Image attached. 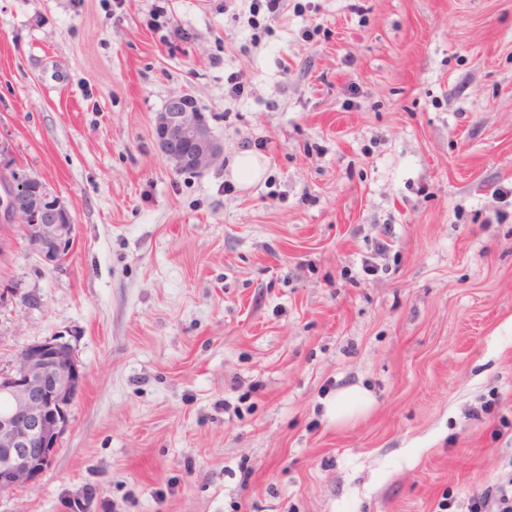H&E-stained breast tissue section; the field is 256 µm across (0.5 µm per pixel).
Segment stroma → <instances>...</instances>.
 Masks as SVG:
<instances>
[{
    "instance_id": "stroma-1",
    "label": "stroma",
    "mask_w": 512,
    "mask_h": 512,
    "mask_svg": "<svg viewBox=\"0 0 512 512\" xmlns=\"http://www.w3.org/2000/svg\"><path fill=\"white\" fill-rule=\"evenodd\" d=\"M250 4L0 0L5 160L75 218L62 262L0 254V370L56 336L86 373L0 512H469L512 480V0ZM183 92L202 172L152 133ZM158 149L176 169L201 172L224 155V143L189 93L173 96L152 120ZM266 171V162L247 150L241 151L232 165V177L244 184L259 181ZM369 403V396L358 386H350L336 394V418L352 415Z\"/></svg>"
}]
</instances>
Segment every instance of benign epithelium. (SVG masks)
<instances>
[{"label": "benign epithelium", "mask_w": 512, "mask_h": 512, "mask_svg": "<svg viewBox=\"0 0 512 512\" xmlns=\"http://www.w3.org/2000/svg\"><path fill=\"white\" fill-rule=\"evenodd\" d=\"M158 149L179 170L201 172L224 143L189 93L170 98L152 120ZM74 215L40 179L0 163V253L16 231L51 263L73 246ZM85 374L71 347L56 338L33 344L0 372V493L33 486L53 461L70 424Z\"/></svg>", "instance_id": "benign-epithelium-1"}]
</instances>
